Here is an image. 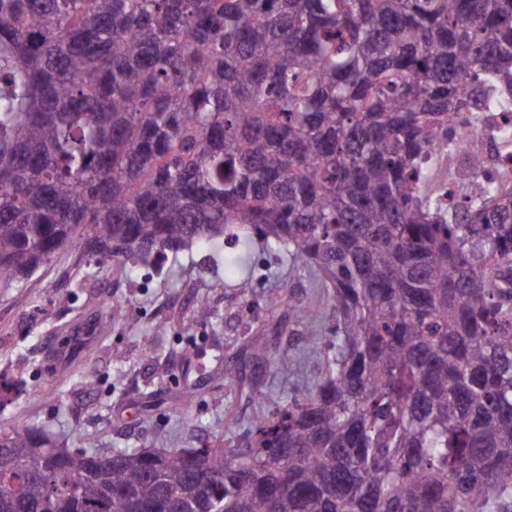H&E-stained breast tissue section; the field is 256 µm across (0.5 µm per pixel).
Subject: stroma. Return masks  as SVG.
<instances>
[{
  "label": "stroma",
  "instance_id": "1",
  "mask_svg": "<svg viewBox=\"0 0 512 512\" xmlns=\"http://www.w3.org/2000/svg\"><path fill=\"white\" fill-rule=\"evenodd\" d=\"M231 255L199 247L125 276L76 239L31 276L0 288V382L15 387L0 396V428L43 430L73 450L88 438L103 448H145L160 431L174 448L203 440L245 447L258 417L321 380L327 338L311 334L291 308L323 301L326 291L312 274L259 248L253 288L240 294L224 269ZM286 294L292 306L281 305ZM202 300L215 313L212 324L194 316ZM111 303L122 315L107 327L102 316ZM259 335L272 354L291 360L292 374L278 375L253 356ZM228 370L234 382H225ZM87 378L94 388L84 386ZM187 389L191 399L176 403Z\"/></svg>",
  "mask_w": 512,
  "mask_h": 512
}]
</instances>
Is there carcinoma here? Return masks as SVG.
<instances>
[{
  "label": "carcinoma",
  "instance_id": "1",
  "mask_svg": "<svg viewBox=\"0 0 512 512\" xmlns=\"http://www.w3.org/2000/svg\"><path fill=\"white\" fill-rule=\"evenodd\" d=\"M496 113L512 0H0L1 287L79 235L120 273L231 243L245 295L260 245L333 321L322 380L245 448L0 428L8 512H512Z\"/></svg>",
  "mask_w": 512,
  "mask_h": 512
}]
</instances>
